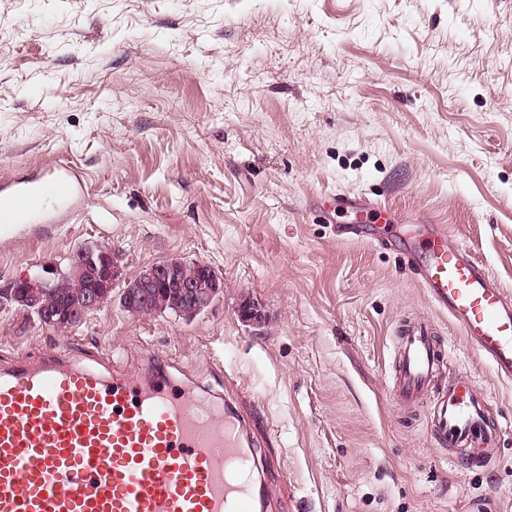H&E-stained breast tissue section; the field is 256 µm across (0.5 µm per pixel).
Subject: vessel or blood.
I'll use <instances>...</instances> for the list:
<instances>
[{"instance_id": "b4317fda", "label": "vessel or blood", "mask_w": 512, "mask_h": 512, "mask_svg": "<svg viewBox=\"0 0 512 512\" xmlns=\"http://www.w3.org/2000/svg\"><path fill=\"white\" fill-rule=\"evenodd\" d=\"M70 170L0 183V230L74 197ZM401 262L497 377L512 381V292L440 224H395ZM392 395L427 409L459 466L491 462L503 435L472 380H443L445 352L423 319L394 336ZM250 427L229 402H204L169 373L104 377L56 357L0 368V512H269L254 478Z\"/></svg>"}]
</instances>
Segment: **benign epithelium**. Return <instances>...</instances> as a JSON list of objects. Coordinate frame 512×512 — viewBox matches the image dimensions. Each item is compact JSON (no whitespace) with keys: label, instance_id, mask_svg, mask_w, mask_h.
Here are the masks:
<instances>
[{"label":"benign epithelium","instance_id":"obj_1","mask_svg":"<svg viewBox=\"0 0 512 512\" xmlns=\"http://www.w3.org/2000/svg\"><path fill=\"white\" fill-rule=\"evenodd\" d=\"M76 261L90 264L92 268V284L87 294L83 310L67 312L45 309L39 306V301L45 288L56 279L60 268L53 264L41 266V270L33 275L19 277L5 286H0V304L6 301L20 300L28 304L37 314L36 320L44 326H52L62 319L70 321L85 316V312L97 307L99 289L122 287L119 293V302L123 310L132 314H146V301L159 288H165L173 280L182 261L167 259L160 261L145 270L137 278V287L134 290L123 287L127 281L122 264V257L110 250H83L75 257ZM224 293V279L209 265H200V273L189 280L179 284V294L185 302L186 308L183 317L192 319L209 309ZM238 313L243 320L254 325H262L266 321V314L259 304L246 299L238 307Z\"/></svg>","mask_w":512,"mask_h":512}]
</instances>
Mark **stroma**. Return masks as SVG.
I'll return each instance as SVG.
<instances>
[{"mask_svg":"<svg viewBox=\"0 0 512 512\" xmlns=\"http://www.w3.org/2000/svg\"><path fill=\"white\" fill-rule=\"evenodd\" d=\"M56 164L81 195L0 235V286L109 243L127 277L204 262L224 294L191 320L113 301L65 330L5 308L1 366L239 391L272 512H512V382L379 244L436 221L512 291V0H0V182ZM349 193L375 203L372 240L336 236ZM412 317L506 428L487 468L450 463L390 393Z\"/></svg>","mask_w":512,"mask_h":512,"instance_id":"1","label":"stroma"}]
</instances>
